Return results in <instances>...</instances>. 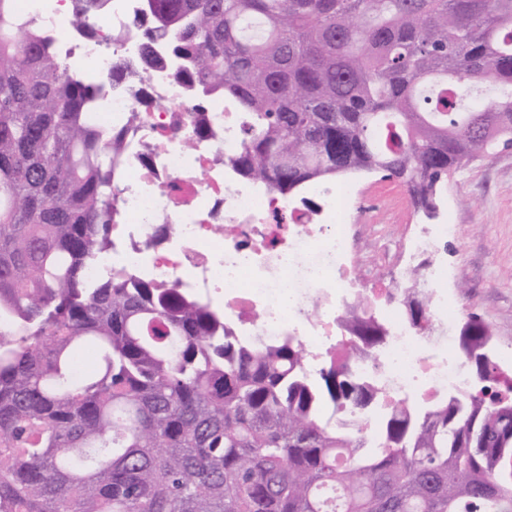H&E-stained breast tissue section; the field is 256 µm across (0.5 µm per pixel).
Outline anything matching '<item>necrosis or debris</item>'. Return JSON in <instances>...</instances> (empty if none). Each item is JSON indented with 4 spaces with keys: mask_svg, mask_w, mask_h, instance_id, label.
<instances>
[{
    "mask_svg": "<svg viewBox=\"0 0 512 512\" xmlns=\"http://www.w3.org/2000/svg\"><path fill=\"white\" fill-rule=\"evenodd\" d=\"M72 3L17 0L71 68L99 78L117 57L129 68L128 79L91 114L127 134L112 247L90 267V276L122 270L188 291L213 304L246 338L299 337L311 356L309 370H317L340 336L342 316L368 285L353 263L355 187L317 188L321 202L312 206L239 179L221 161L244 143L235 113L223 101L212 102L210 132L198 137L183 85L165 72L140 70L142 0H109L95 19L99 36L92 40L69 36ZM142 86L149 104L132 124L130 110ZM220 224L229 233L218 234ZM450 325V319L432 318L423 337L413 326H399L373 359L361 363L385 401H425L468 386L459 362L423 352L428 343L448 342Z\"/></svg>",
    "mask_w": 512,
    "mask_h": 512,
    "instance_id": "obj_1",
    "label": "necrosis or debris"
}]
</instances>
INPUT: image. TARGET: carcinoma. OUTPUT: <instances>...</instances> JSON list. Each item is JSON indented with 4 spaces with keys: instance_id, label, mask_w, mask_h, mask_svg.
I'll list each match as a JSON object with an SVG mask.
<instances>
[{
    "instance_id": "carcinoma-1",
    "label": "carcinoma",
    "mask_w": 512,
    "mask_h": 512,
    "mask_svg": "<svg viewBox=\"0 0 512 512\" xmlns=\"http://www.w3.org/2000/svg\"><path fill=\"white\" fill-rule=\"evenodd\" d=\"M15 2L0 0V512H512V385L476 315L466 389L385 405L359 362L389 334L361 299L312 376L294 336L245 339L177 288L87 276L124 156L90 113L128 66L74 74ZM144 2L140 68L188 89L200 137L207 103H231L244 145L224 164L276 194L375 173L430 215L465 162L512 148V0ZM100 4L74 0L70 28L93 35ZM403 304L427 329L429 295Z\"/></svg>"
}]
</instances>
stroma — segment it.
<instances>
[{"instance_id":"obj_1","label":"stroma","mask_w":512,"mask_h":512,"mask_svg":"<svg viewBox=\"0 0 512 512\" xmlns=\"http://www.w3.org/2000/svg\"><path fill=\"white\" fill-rule=\"evenodd\" d=\"M354 179L361 192L353 228L356 267L389 277L394 255H408L410 232L432 231L439 220L451 219L459 226L457 237L411 257L410 265L443 269V297L432 300V310H449L460 319L476 313L498 346L512 345V149L465 162L443 186L432 218L414 210L397 183L367 173Z\"/></svg>"}]
</instances>
